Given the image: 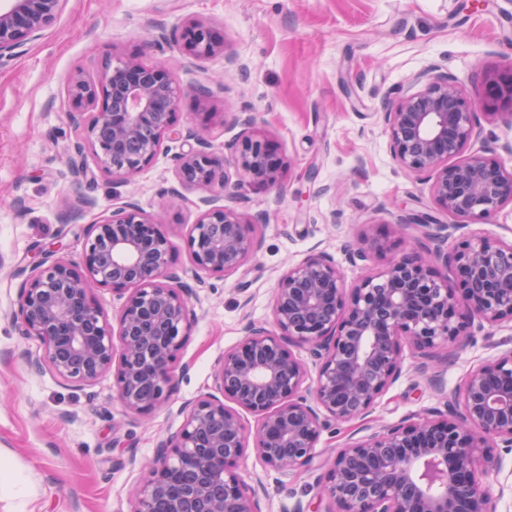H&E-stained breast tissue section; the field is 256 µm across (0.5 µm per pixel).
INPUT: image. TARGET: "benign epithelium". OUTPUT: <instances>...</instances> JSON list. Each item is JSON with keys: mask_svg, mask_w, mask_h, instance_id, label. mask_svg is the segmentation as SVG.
Here are the masks:
<instances>
[{"mask_svg": "<svg viewBox=\"0 0 512 512\" xmlns=\"http://www.w3.org/2000/svg\"><path fill=\"white\" fill-rule=\"evenodd\" d=\"M68 0H10L0 10V64L40 38ZM181 39L198 59L224 52V40L198 20ZM185 89L162 63L137 57L107 62L94 77L76 73L67 88L68 119L84 127L71 150L75 175H86V153L99 172L120 184L147 168L163 139L188 145L177 161V184L167 195L186 200L192 188L225 190L228 176L213 145L192 128H177ZM512 109V68L486 78L469 94L446 73L417 74L384 120L397 165L431 183L435 204L458 218L481 221L512 202V170L475 153L455 163L478 136L473 113ZM235 168L241 183L278 184L285 166L272 143L241 119ZM206 206L190 225L187 247L195 268L224 276L238 270L260 243L248 231L259 222L236 207ZM163 213L148 214L126 201L91 224L81 261L59 256L31 266L10 313L42 352L32 360L76 387L112 371L115 399L143 413L172 391L173 365L195 320V286L171 265L160 230ZM434 248L415 239L378 272L347 284L336 261L309 252L288 267L275 288L274 328L250 324L224 352L214 379L219 395L185 405L179 431L162 441L147 475L131 492L133 512H256L257 491L241 479L248 451L288 474L309 465L323 430L365 414L397 378L404 344L423 358L454 346L465 328L512 323V243L480 236L448 251V237L431 235ZM387 246L367 233L349 245L351 262ZM451 263L463 287L458 300L427 255ZM98 287L130 292L113 336ZM119 343H114V339ZM318 361L307 384L306 365L292 351ZM257 419L249 432L244 414ZM493 448L512 449V350L472 369L447 404L337 449L323 477L336 512H496L486 482L498 460Z\"/></svg>", "mask_w": 512, "mask_h": 512, "instance_id": "7a95c632", "label": "benign epithelium"}]
</instances>
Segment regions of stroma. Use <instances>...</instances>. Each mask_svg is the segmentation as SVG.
<instances>
[{
    "label": "stroma",
    "instance_id": "1",
    "mask_svg": "<svg viewBox=\"0 0 512 512\" xmlns=\"http://www.w3.org/2000/svg\"><path fill=\"white\" fill-rule=\"evenodd\" d=\"M223 35L224 51L200 61L184 48L186 20ZM148 65L174 64L187 94L179 127L199 129L234 174L231 145L253 112L286 169L277 186L228 184L220 204L242 197L261 216L258 251L238 271L205 276L193 305L197 322L176 362L170 398L148 413L114 401L103 374L78 388L29 359L42 345L10 312L24 271L49 251L79 259L89 224L132 200L145 212L176 182L182 140H164L153 163L125 183L103 174L77 183L68 174L70 145L83 135L67 117L73 75L94 76L111 55ZM512 63V0H68L57 23L0 66V467L28 484L18 499L0 488V512H131L130 488L158 444L184 422L185 402L215 392L213 368L247 323L271 324L274 288L288 266L311 250L331 255L347 283L383 268L387 255L351 264L350 242L367 232L393 251L421 227L404 211L433 218L431 233L449 248L477 236L512 242V203L476 223L440 210L429 183L401 170L384 114L399 90L436 66L475 92L487 73ZM211 87L208 98L189 90ZM478 138L466 154L495 158L512 170V111L474 114ZM173 202L164 232L185 280L196 269L186 245L202 190ZM512 350V324L474 330L452 357L430 362L404 347L399 376L364 415L322 432L310 466L284 475L248 455L240 472L258 488L259 512H326L323 475L338 448L431 409H444L466 374Z\"/></svg>",
    "mask_w": 512,
    "mask_h": 512
}]
</instances>
